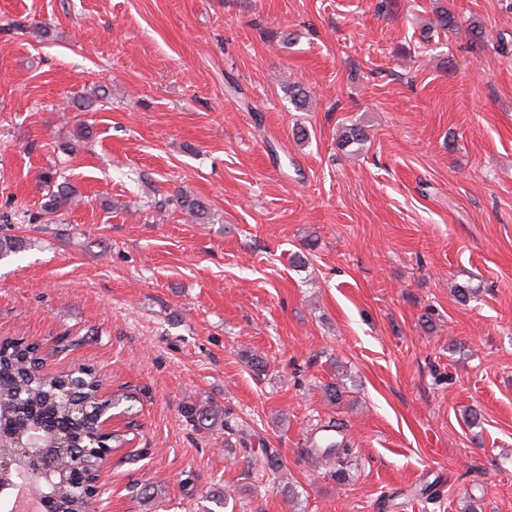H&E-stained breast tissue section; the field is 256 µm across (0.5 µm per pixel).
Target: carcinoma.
<instances>
[{
    "instance_id": "carcinoma-1",
    "label": "carcinoma",
    "mask_w": 512,
    "mask_h": 512,
    "mask_svg": "<svg viewBox=\"0 0 512 512\" xmlns=\"http://www.w3.org/2000/svg\"><path fill=\"white\" fill-rule=\"evenodd\" d=\"M55 188L47 191L41 209L47 214H62L80 202L75 186L57 183L55 176L45 175ZM181 207L199 221L207 216L206 207L197 198L181 197ZM102 381L94 369L79 367L53 373L45 368V357L38 345L22 337L0 340V403L11 407V413L0 418V432L29 437L39 431L45 440L42 448L56 458L55 485L44 483L30 474L26 477L30 491L43 495L54 487H66L71 495H60L55 501L57 512H95V504L81 497L77 487L96 476L101 466L97 454L87 451L89 436L97 432L98 410L107 402L101 394ZM83 414H77V409ZM331 426H323V435L315 443L316 450L340 465L351 455V449L330 434Z\"/></svg>"
}]
</instances>
